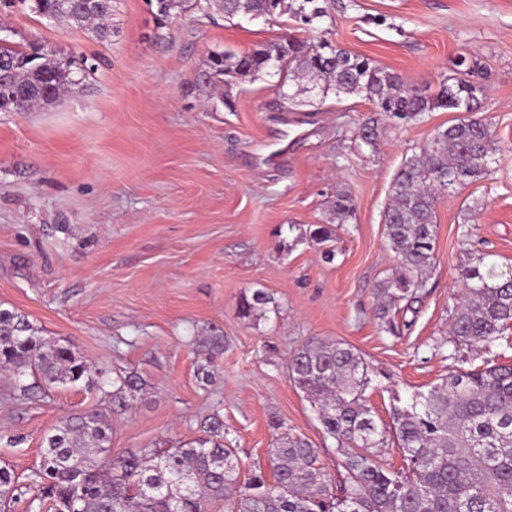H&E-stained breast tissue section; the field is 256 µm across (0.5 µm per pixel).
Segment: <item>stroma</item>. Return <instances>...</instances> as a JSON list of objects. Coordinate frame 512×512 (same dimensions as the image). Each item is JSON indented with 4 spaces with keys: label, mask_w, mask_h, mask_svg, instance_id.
Returning <instances> with one entry per match:
<instances>
[{
    "label": "stroma",
    "mask_w": 512,
    "mask_h": 512,
    "mask_svg": "<svg viewBox=\"0 0 512 512\" xmlns=\"http://www.w3.org/2000/svg\"><path fill=\"white\" fill-rule=\"evenodd\" d=\"M328 10L325 34L286 15L228 21L208 0L161 27L147 0H114L101 41L41 19L24 0L0 8V37L35 39L92 67L49 108L0 112V306L109 375L140 376L132 408L112 418L115 450L194 441L217 414L240 482L270 474L269 451L286 433L317 447L335 480L333 442L288 376L295 351L325 341L359 353L385 429L393 396L490 359L450 331L462 269L484 256L512 265V0H330ZM286 34L327 39L432 94L459 56L480 66L477 113L492 123L496 161L442 195L434 264L390 321L377 306L397 265L384 224L391 182L457 115L379 118L372 150L357 133L376 111L358 96L331 91L287 110L278 75L265 72L233 86L232 107L207 98L199 76L211 53ZM340 192L355 204L343 221L332 209ZM292 224L330 225L334 258ZM256 290L272 297L266 317L242 316L240 297ZM213 332L224 353L206 381L194 340ZM8 384L0 372V467L22 479L60 418L107 405L79 385L18 401Z\"/></svg>",
    "instance_id": "stroma-1"
}]
</instances>
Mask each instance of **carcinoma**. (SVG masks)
Listing matches in <instances>:
<instances>
[{
    "label": "carcinoma",
    "mask_w": 512,
    "mask_h": 512,
    "mask_svg": "<svg viewBox=\"0 0 512 512\" xmlns=\"http://www.w3.org/2000/svg\"><path fill=\"white\" fill-rule=\"evenodd\" d=\"M31 11L48 21L66 22L104 40L110 35L112 0H30ZM326 0H217L224 18L256 16L272 20L287 14L309 29L330 13ZM155 18L167 22L189 8V0H149ZM274 69L292 82L286 103L316 89L361 96L387 117L412 119L445 109L468 116L437 132L405 157L393 177L385 211L387 237L398 264L379 284L385 318L397 303L422 287L434 264L438 196L460 184L484 178L498 152L491 122L472 117L484 95L482 84L451 77L426 95L400 74L326 40L290 36L240 54L215 52L202 82L224 92ZM85 69L39 43L21 50L0 39V112H32L56 104L81 85ZM378 120L362 125L357 138L374 147ZM465 287L455 311V339L490 350L512 328V266L480 259L463 270ZM272 297L263 290L244 295L239 311L264 317ZM211 363L224 350V337L197 342ZM0 371L8 373L17 396L35 399L45 388L83 383L109 399V410L61 418L46 437L32 473L37 499L53 512H208L224 499L228 512H512V364L448 375L407 402L394 397L391 427L407 462L390 472L372 449L384 444L366 404L368 366L342 343L311 342L289 359V378L317 410L327 437L336 445L343 480H332L317 466L318 450L296 435H285L270 451L274 483L255 473L239 484V463L224 444V422L214 415L205 436L177 448L116 452L112 414L128 410L143 389L134 373H119L105 390V371L77 357L69 342H48L22 314L0 308ZM34 381L27 382L28 377ZM17 475L0 467V500L13 497Z\"/></svg>",
    "instance_id": "1"
}]
</instances>
